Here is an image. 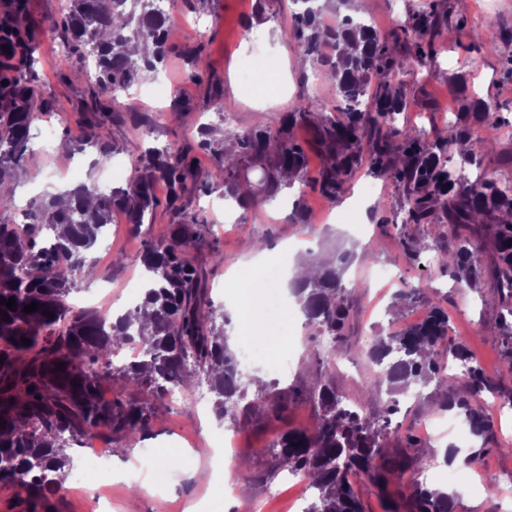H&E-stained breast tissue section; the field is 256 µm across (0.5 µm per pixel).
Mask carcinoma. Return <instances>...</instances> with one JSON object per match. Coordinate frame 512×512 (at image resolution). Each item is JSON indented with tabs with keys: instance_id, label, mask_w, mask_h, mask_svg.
Wrapping results in <instances>:
<instances>
[{
	"instance_id": "obj_1",
	"label": "carcinoma",
	"mask_w": 512,
	"mask_h": 512,
	"mask_svg": "<svg viewBox=\"0 0 512 512\" xmlns=\"http://www.w3.org/2000/svg\"><path fill=\"white\" fill-rule=\"evenodd\" d=\"M9 2L0 13V40L13 44L12 56L0 59V82L7 81L0 85V211L16 207L9 184L32 153V122L50 111L36 92L39 74L28 64L38 22L27 16L25 0ZM298 2L302 7L290 37L314 71L336 86V110L346 113L347 121L338 123L326 116L317 122L305 104L297 103L259 130H225L221 147L214 146L213 127L206 124L200 128L199 147L212 150L215 159L214 169L206 174L196 168L189 148L149 149L125 187L102 193L94 185L80 186L71 191L74 204L66 208L56 207L51 197L32 200L22 236L14 232L15 225L0 224V297L15 298L17 306L12 311L0 305V482L23 485L32 509L60 488L72 464V442L103 429L135 441L149 428L148 407L100 398L114 371L125 389L156 401L172 386L185 388L204 379L220 420L230 418L239 424L240 417L256 408L255 401L246 400L253 379L240 371L229 348L224 309L214 306L204 272L189 259L190 250L206 244L213 264H224V253L201 234L206 222L194 218L187 224H171L153 236L140 256L149 284L143 302L118 317L111 329L97 311L67 302L78 279L101 275L88 253L111 223L112 211L124 212L132 228L139 229L146 214L161 205L154 192L158 182L169 187V207L200 182L224 188V199L247 211L297 182H310L333 200L344 191L351 170L367 164L371 174L406 187L402 223L444 227L454 245L440 263L452 271L457 287L471 289L485 275L495 281L502 303L501 333L512 360V187L492 178L460 183L450 171L438 168L420 131L391 126L401 112L402 77L419 59L390 55L389 40H431L442 18L431 15L410 29L386 35L350 15H338L336 24L325 27L319 0ZM64 12L73 49L85 48L95 63L96 74L89 79L92 118L86 145L98 147L104 156L109 151L106 123L118 117L117 91L130 89L141 76L157 71L167 52L170 17L157 0H66ZM504 40L512 42V31L493 24L474 37L479 47L488 49ZM132 41L152 43L153 55L132 56L127 51ZM302 125L314 126L309 147L322 157L318 177L311 180L307 153L292 135ZM476 128L483 131L485 145L495 146L496 127L489 112L466 104L454 140L470 141ZM244 158L265 176L259 194L241 184ZM289 220L308 221L301 193ZM489 244L493 254L486 266L481 254ZM347 261L343 254L339 265H323L317 278L290 285L310 325L337 348L349 340L353 328L350 297L356 286H346L341 278ZM423 298L421 285L403 289L396 295V307ZM33 301L38 302L36 310L24 312ZM448 324V313L431 304L420 322L391 335L382 332L367 344L357 343L355 351L377 370L361 384L360 398L354 401L336 389L331 366L335 356L322 358L323 371L312 383L319 424L313 431L284 432L276 450L283 467L309 479L314 496L305 512H364L352 484L358 474L380 489L384 512H456L452 493L415 482V473L425 465L415 452L422 441L401 433L392 422L399 396L433 383L440 410L463 416L478 439L492 432L493 421L476 404L475 395L498 393L500 384L480 365L469 364L467 346L448 336ZM133 336L145 348L144 359L112 369V350ZM23 337L30 344H23ZM443 348L453 361L467 365L462 376L446 372L440 359ZM384 394L386 416L369 417L365 403ZM405 480L412 493L401 507L391 499L388 487Z\"/></svg>"
}]
</instances>
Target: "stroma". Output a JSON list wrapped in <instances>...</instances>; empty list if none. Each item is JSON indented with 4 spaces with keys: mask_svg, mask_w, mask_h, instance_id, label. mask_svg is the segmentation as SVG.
<instances>
[{
    "mask_svg": "<svg viewBox=\"0 0 512 512\" xmlns=\"http://www.w3.org/2000/svg\"><path fill=\"white\" fill-rule=\"evenodd\" d=\"M28 15L53 27V34L38 32L33 63L40 80L38 92L51 106L45 123H34L31 136H38L42 126L54 129V144L48 152L33 151L24 170V178L15 182L16 207L0 212V224H18L26 204L43 198L53 190L73 189L98 183L104 165L96 149L84 147L87 126L82 110L88 98L85 80L61 78L56 63L67 45L62 21L61 0H26ZM299 6L295 0H168L167 11L173 21L168 52L158 70L135 84L121 100L118 119L108 123L109 140L116 146L114 163L132 168L147 148L169 146L192 148L198 170L213 169L212 152L198 149L199 127L208 120V92L211 87L224 89L225 110L234 112V126L243 131L266 124L270 115L288 112L297 102H305L316 117L330 114L336 105V89L324 77L306 79L295 65L301 54L289 37ZM443 16L434 39L433 55L424 57L404 78L402 111L399 124L421 130L426 140L436 133L452 130L461 115L462 104L489 103L498 122L497 145L487 151L479 140H472L469 152L449 147L442 155L446 169H454L465 155L476 156L471 165L474 176L512 181V43L496 49L477 50L474 33L492 23L512 28V0H356L355 14L374 21L382 32L413 24L427 11ZM202 17L210 24L207 37L196 40L184 34L186 22ZM261 39L266 75L282 83L281 93L268 92L264 84L243 87L238 79L249 68L252 47L247 35ZM196 48L195 61H187L184 47ZM191 104L192 109L173 117V102ZM373 184L375 193L363 192L364 184ZM309 223L294 224L287 215L292 192L283 190L276 199L255 209L238 212L237 223H226L224 195L221 190L202 189L186 193L175 206L158 207L151 220L155 227L184 223L196 216L208 223L210 236L224 253V263L214 266L207 251L193 252L196 265L206 274L207 286L215 303L221 304L232 320L234 330H246L256 312L249 305L235 306L237 282L228 278L230 271L248 274L255 267L245 254V242L265 239V263L285 266L300 261L303 253L337 257L351 252L343 274L345 283H357L351 299L356 324V338L370 335L375 322L406 321L413 312L424 311L425 303L391 310L396 290L417 284L428 287V302L439 304L448 313L453 338L466 341L484 372L512 381L505 374L512 367L504 353L499 320L502 304L495 283L484 278L478 290L455 288L448 270L438 261L449 246L447 235L436 224H401L396 215L405 197L403 188L392 181L369 175L365 166H357L348 178L345 193L335 203H328L318 189L305 187ZM385 201L384 214H375L378 201ZM347 211L349 221L336 224L326 217L327 205ZM112 251L123 254V264L112 268V294L121 296L125 284L144 276L140 262L148 233L133 232L122 216L112 218ZM423 243L419 256H412L407 242ZM390 267L392 287L385 288L374 278L380 266ZM281 338L271 344L250 342L251 370L267 376L276 360L289 358L291 365L274 392L263 395L264 403L237 426L231 420L217 421L212 409H199L197 395L203 384L186 389L181 407L166 401L152 402L153 419L148 432L139 441L123 435L112 437V466L126 467L141 449L179 450L181 442L192 447L212 443L218 432L234 434L237 443L233 456L223 463L192 460L174 471L164 487L154 493L132 491L121 482H113L109 495L112 512H253L256 501L269 502V512H290L288 508L287 470L278 467L272 443L288 429L309 430L318 425V408L310 394L311 379L321 368L324 354L319 336L305 324L303 312L290 313L280 325ZM374 369L367 358L341 348L336 358V387L350 399H357L359 383ZM512 442V410L498 415L495 428L487 437L481 462L476 470L482 482L465 489L456 512H498L501 501L499 476L512 474V454L499 453L500 445ZM225 471L228 479L247 486V493L225 496L221 484L201 481L197 473Z\"/></svg>",
    "mask_w": 512,
    "mask_h": 512,
    "instance_id": "obj_1",
    "label": "stroma"
}]
</instances>
